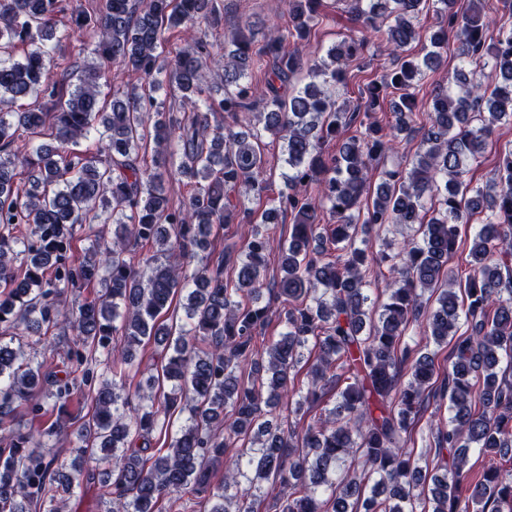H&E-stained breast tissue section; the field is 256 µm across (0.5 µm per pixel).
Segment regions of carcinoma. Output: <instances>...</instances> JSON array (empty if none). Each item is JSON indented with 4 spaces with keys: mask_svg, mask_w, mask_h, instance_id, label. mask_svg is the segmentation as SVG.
<instances>
[{
    "mask_svg": "<svg viewBox=\"0 0 512 512\" xmlns=\"http://www.w3.org/2000/svg\"><path fill=\"white\" fill-rule=\"evenodd\" d=\"M451 4L433 0L436 21L415 58L408 51L422 39L427 0H364L348 35L313 63L286 46L310 39L323 0H288V25L271 30L262 49L241 34L210 61L192 51L168 61L163 45L171 30L194 34L217 0H97L91 11L77 3L66 31L90 30L96 42L94 61L72 79L55 71L64 0H0V335L45 336L67 321L104 349L114 378L138 368L146 344L161 359L146 405L131 404L115 381L91 391L75 475L66 476L46 451L66 425L55 419L21 434L14 405L40 393L62 400L89 369L78 358L62 379L23 343L0 342V512H60L83 478L99 479L107 512H163L165 501L171 510L182 492L207 499L209 512H256L270 478L281 487L271 512H512V473L501 467L512 460V147L485 184L470 176L495 128L512 122V25L489 40L485 0L461 13ZM380 34L391 67L354 107L338 104L336 87ZM450 41L455 88L416 112L423 72ZM265 56L273 65L257 83L251 70ZM111 64L142 75L151 91L100 98ZM212 65L224 66L220 98L210 95ZM170 82L191 112L160 110L153 93ZM395 93V121L375 126ZM263 130L281 142L286 165L287 190L275 197L263 177ZM90 138L95 150L80 149ZM416 138L412 158L372 185L379 165ZM173 166L194 187L178 207L163 186ZM235 191L258 208L233 202ZM280 215L292 224L277 241L269 226ZM235 219L248 226L241 244L192 265ZM470 223L478 227L463 275L449 262ZM387 224L421 238L394 253L357 245ZM80 230L94 237L81 258L73 253ZM133 242L153 248L141 270L128 257ZM274 253L281 277L272 284ZM227 264L237 268L232 281ZM381 266L388 283L378 303L371 285ZM69 287L99 292L72 309L60 299ZM265 289L279 307L259 303ZM173 307L184 312L177 328L167 322ZM274 316L284 331L260 351ZM414 325L450 346L447 367L406 341ZM302 362L304 392L290 379ZM330 384L335 407L303 433L274 420L283 401L319 404ZM445 403L448 423L429 427L436 474L428 488L409 444L429 406ZM175 414L185 425L171 436ZM158 431L170 442L151 454ZM233 444L239 450L226 461ZM472 449L488 458L474 484ZM93 458L103 465L96 474L84 468ZM220 461L224 477L214 485L210 467Z\"/></svg>",
    "mask_w": 512,
    "mask_h": 512,
    "instance_id": "carcinoma-1",
    "label": "carcinoma"
}]
</instances>
